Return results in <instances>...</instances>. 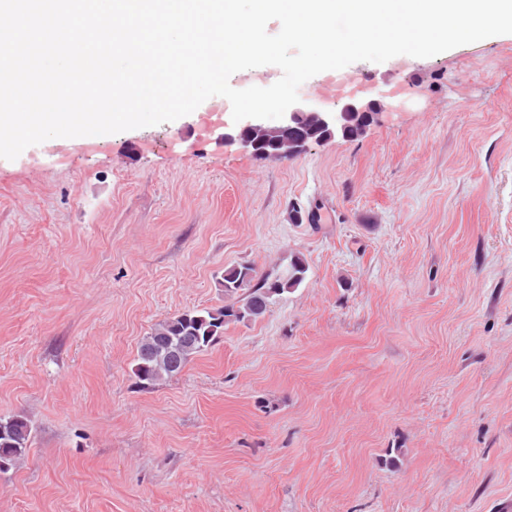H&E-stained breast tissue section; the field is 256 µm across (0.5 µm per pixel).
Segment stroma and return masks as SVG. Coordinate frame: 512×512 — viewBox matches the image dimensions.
Returning a JSON list of instances; mask_svg holds the SVG:
<instances>
[{
	"instance_id": "obj_1",
	"label": "stroma",
	"mask_w": 512,
	"mask_h": 512,
	"mask_svg": "<svg viewBox=\"0 0 512 512\" xmlns=\"http://www.w3.org/2000/svg\"><path fill=\"white\" fill-rule=\"evenodd\" d=\"M346 71L382 111L293 159L197 111L0 158V417L32 425L0 512H512V34ZM297 257L136 385L225 268ZM307 270L304 259L297 257L284 272L259 278L252 284L255 275L251 266L225 268L224 294L233 297L245 289L248 294L220 309L186 311L158 323L139 346L134 376L140 384L151 385L180 373L193 355L223 335L226 325L256 320L265 314L274 297L298 288ZM174 362L179 365L174 366Z\"/></svg>"
}]
</instances>
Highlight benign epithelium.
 <instances>
[{"label": "benign epithelium", "instance_id": "1", "mask_svg": "<svg viewBox=\"0 0 512 512\" xmlns=\"http://www.w3.org/2000/svg\"><path fill=\"white\" fill-rule=\"evenodd\" d=\"M381 107L378 100H352L334 112L292 106L276 125L256 119L225 133L224 138L238 142L256 156L290 158L302 154L311 144L347 138L346 130L353 117L365 115L373 119Z\"/></svg>", "mask_w": 512, "mask_h": 512}]
</instances>
